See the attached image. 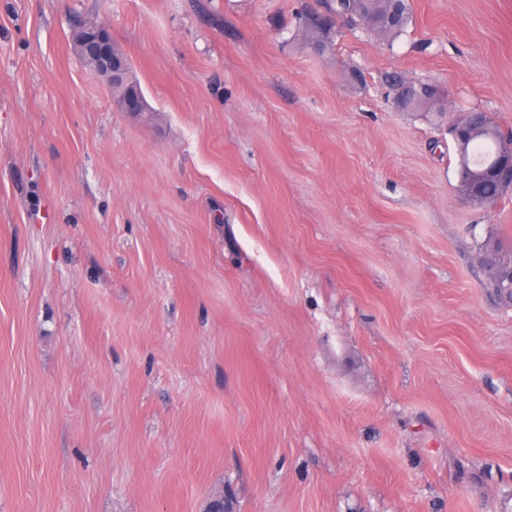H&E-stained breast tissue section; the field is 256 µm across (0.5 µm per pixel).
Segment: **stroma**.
<instances>
[{"mask_svg": "<svg viewBox=\"0 0 512 512\" xmlns=\"http://www.w3.org/2000/svg\"><path fill=\"white\" fill-rule=\"evenodd\" d=\"M304 0H0V512H512V192L386 73L512 128V0L389 40ZM109 30L146 111L72 50ZM392 86L391 104L393 108L399 112L404 111L411 102V99L418 95L417 88H419L420 93L424 90V83L410 79L406 80L402 77L394 81Z\"/></svg>", "mask_w": 512, "mask_h": 512, "instance_id": "35a3bbf8", "label": "stroma"}]
</instances>
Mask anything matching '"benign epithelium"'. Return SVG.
Here are the masks:
<instances>
[{"label": "benign epithelium", "mask_w": 512, "mask_h": 512, "mask_svg": "<svg viewBox=\"0 0 512 512\" xmlns=\"http://www.w3.org/2000/svg\"><path fill=\"white\" fill-rule=\"evenodd\" d=\"M73 50L108 89L116 86L124 88L118 98L122 111L144 110V100L138 85L130 83L127 79V60L112 52V37L106 28L88 21H79L73 33ZM391 90V104L395 110L401 112L407 108L411 99L418 95V91L424 90V84L400 78L392 83ZM495 174L502 189H512V151L503 156ZM459 194L470 204H486L477 184L469 176L459 180Z\"/></svg>", "instance_id": "1"}]
</instances>
